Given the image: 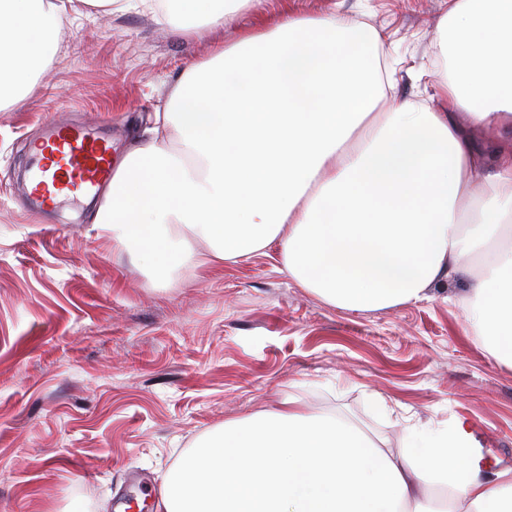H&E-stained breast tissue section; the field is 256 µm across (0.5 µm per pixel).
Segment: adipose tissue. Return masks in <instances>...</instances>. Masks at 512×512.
I'll return each mask as SVG.
<instances>
[{
  "label": "adipose tissue",
  "instance_id": "obj_1",
  "mask_svg": "<svg viewBox=\"0 0 512 512\" xmlns=\"http://www.w3.org/2000/svg\"><path fill=\"white\" fill-rule=\"evenodd\" d=\"M204 26L262 0H138ZM64 0H0V109L56 51ZM380 34L335 12L285 15L184 70L167 112L116 163L95 228L155 269L190 243L235 261L276 243L284 273L327 303L373 311L418 302L484 263L461 303L512 368V148L473 127L512 125V0H451L430 101L380 108ZM177 138V150L166 142ZM441 499L416 503L422 485ZM163 512H512V470L488 479L469 423L413 427L400 451L344 418L293 406L225 423L164 480ZM477 145L491 155L493 152L504 143L510 142L512 146V129L498 128H479L474 133Z\"/></svg>",
  "mask_w": 512,
  "mask_h": 512
}]
</instances>
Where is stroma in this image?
Segmentation results:
<instances>
[{
  "label": "stroma",
  "mask_w": 512,
  "mask_h": 512,
  "mask_svg": "<svg viewBox=\"0 0 512 512\" xmlns=\"http://www.w3.org/2000/svg\"><path fill=\"white\" fill-rule=\"evenodd\" d=\"M37 88L0 112V512H156L181 453L224 423L295 399L402 448L415 425L460 416L491 471L512 469V368L466 328L453 277L426 299L347 311L281 271L278 245L234 263L165 272L95 230L80 200L31 214L22 174L42 122L70 112L112 124V157L165 111L189 66L284 13L339 12L382 35L383 100H425L448 0H263L220 27L183 31L129 11L87 16L69 0ZM383 398L387 414L376 413Z\"/></svg>",
  "instance_id": "obj_1"
}]
</instances>
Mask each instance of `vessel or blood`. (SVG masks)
<instances>
[{"instance_id":"obj_1","label":"vessel or blood","mask_w":512,"mask_h":512,"mask_svg":"<svg viewBox=\"0 0 512 512\" xmlns=\"http://www.w3.org/2000/svg\"><path fill=\"white\" fill-rule=\"evenodd\" d=\"M32 158V192L43 211L112 180L110 138L78 122L50 123Z\"/></svg>"}]
</instances>
